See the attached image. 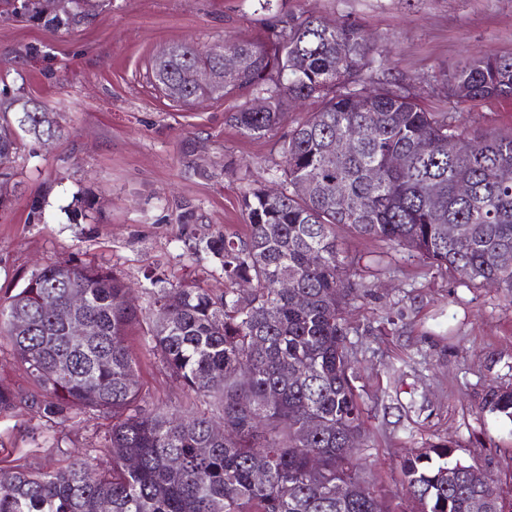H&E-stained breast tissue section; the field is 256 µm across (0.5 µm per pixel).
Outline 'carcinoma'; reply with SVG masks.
Returning <instances> with one entry per match:
<instances>
[{"mask_svg":"<svg viewBox=\"0 0 512 512\" xmlns=\"http://www.w3.org/2000/svg\"><path fill=\"white\" fill-rule=\"evenodd\" d=\"M101 0H0V17L27 18L55 31L90 23ZM224 66L203 86L200 68ZM382 58L356 22L294 16L270 48L226 39L206 49L175 42L155 58L152 74L172 101L192 105L252 90L267 101L231 116L242 133L261 138L290 106L317 111L283 136L279 192L245 193L248 234L206 242L220 259L224 292L145 276L149 308L131 285L101 267L53 262L0 293V338H6L38 389L40 417L64 427L92 409L112 416L101 452L36 469L24 456L0 460V512H512V498L470 483L467 463L444 440L412 450L401 463L406 503L362 476L369 447L357 360L347 319L359 285L340 255L338 230L405 249L431 267L477 288L493 286L512 303V128L469 132L451 112H429L407 85L380 78ZM461 104L512 99V53L472 61L445 76ZM61 115L0 91V205L23 142L61 136ZM353 147L336 153V139ZM435 144L428 152L420 137ZM400 153L402 169L389 166ZM466 183L470 195L456 186ZM460 228L448 239V225ZM288 277L292 288L278 282ZM251 287L244 289L240 283ZM97 332L73 341L60 312L72 294ZM149 347L195 404L144 408L131 349ZM481 410L512 422V386L493 385ZM224 422L214 431L213 415ZM319 427L309 430L307 420ZM356 435L362 447L344 448ZM341 484L345 495L331 489Z\"/></svg>","mask_w":512,"mask_h":512,"instance_id":"carcinoma-1","label":"carcinoma"}]
</instances>
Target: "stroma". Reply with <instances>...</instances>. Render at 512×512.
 I'll return each instance as SVG.
<instances>
[{"mask_svg":"<svg viewBox=\"0 0 512 512\" xmlns=\"http://www.w3.org/2000/svg\"><path fill=\"white\" fill-rule=\"evenodd\" d=\"M312 12L354 21L377 40L385 67L410 80L432 112L455 113L474 130L512 127V100L457 105L439 77L468 62L512 53V0H112L88 25L64 33L0 19V80L10 93L41 102L63 117L64 132L27 144L14 170L18 186L0 207V287L12 288L50 262L92 263L134 284L159 271L171 283L224 289L217 257L193 254L185 240L206 243L224 233L246 236L243 195L276 188L283 128L253 138L231 115L250 107L251 92L182 106L166 98L152 75L156 55L183 39L208 46L227 38L271 44L290 16ZM45 221H27L33 195ZM194 212L183 224V208ZM350 258L388 251L378 271L358 266L368 291L351 318L357 384L372 446L363 476L375 488L401 491L400 461L409 449L443 440L483 467L496 486L512 487V421L479 411L489 385L512 384V306L491 288L424 266L406 250L375 239L345 237ZM132 348L154 404L185 396L140 340ZM0 385L18 407L0 414V458L26 455L33 467L60 465L65 448H99L111 423L84 411L66 427L38 417L34 393L8 343H0Z\"/></svg>","mask_w":512,"mask_h":512,"instance_id":"stroma-1","label":"stroma"}]
</instances>
